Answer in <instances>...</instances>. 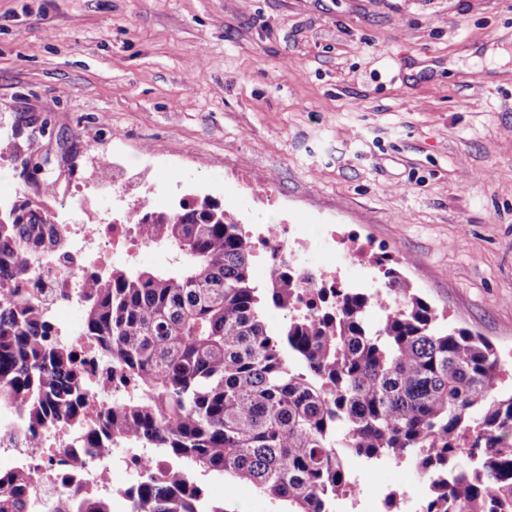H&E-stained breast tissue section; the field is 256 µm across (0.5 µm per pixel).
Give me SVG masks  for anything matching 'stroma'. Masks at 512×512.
Segmentation results:
<instances>
[{
    "instance_id": "1",
    "label": "stroma",
    "mask_w": 512,
    "mask_h": 512,
    "mask_svg": "<svg viewBox=\"0 0 512 512\" xmlns=\"http://www.w3.org/2000/svg\"><path fill=\"white\" fill-rule=\"evenodd\" d=\"M100 159L148 171L160 211L172 184L252 230L288 217L346 287L399 259L512 375V0H0V210L111 217L93 196L68 206ZM330 228L369 262L330 252ZM344 465L357 489L336 512L424 495L407 465ZM202 484L272 512L250 485Z\"/></svg>"
}]
</instances>
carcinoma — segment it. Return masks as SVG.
<instances>
[{"label":"carcinoma","instance_id":"carcinoma-1","mask_svg":"<svg viewBox=\"0 0 512 512\" xmlns=\"http://www.w3.org/2000/svg\"><path fill=\"white\" fill-rule=\"evenodd\" d=\"M0 221V403L19 400L22 438L82 421L84 378L35 303L15 296L51 219L27 203ZM148 235L171 254L88 285L82 330L129 390L107 411L116 436L152 457L135 466L130 512H236L196 476L252 484L278 512H336L354 493L343 456L431 476L419 512H512V382L484 337L446 321L388 266L362 288H314L270 269L251 277L250 234L205 197L157 212ZM288 314L268 327V308ZM383 310L373 325L368 315ZM468 448H462L467 434ZM112 512L81 485L49 507L29 465L0 470V512Z\"/></svg>","mask_w":512,"mask_h":512}]
</instances>
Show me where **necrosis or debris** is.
I'll use <instances>...</instances> for the list:
<instances>
[{"label": "necrosis or debris", "instance_id": "obj_1", "mask_svg": "<svg viewBox=\"0 0 512 512\" xmlns=\"http://www.w3.org/2000/svg\"><path fill=\"white\" fill-rule=\"evenodd\" d=\"M112 194L119 199L128 198L126 209L109 222L70 224L69 236L54 241L36 258L34 265L41 284L31 294L83 363L89 378L83 408L91 425L97 422L103 406L118 400L121 387L113 381L112 366L97 344L69 330L63 313L82 310L87 286L97 272L111 269L117 261L129 266L136 264L140 254L150 249L143 224L157 191L146 176L127 175L116 162L112 165ZM254 240L265 252L289 257L299 278L310 280L312 287H327L337 278L335 270L309 258L304 238L290 237L287 222L265 225L255 233ZM131 446V441L115 438L98 448L86 447L83 431L60 418L39 430L32 444L16 449L8 444L0 446V468L7 467L14 454L28 456L35 466L33 489L49 504L65 489L73 472L90 490L105 492L116 488L114 476L126 465V453Z\"/></svg>", "mask_w": 512, "mask_h": 512}]
</instances>
